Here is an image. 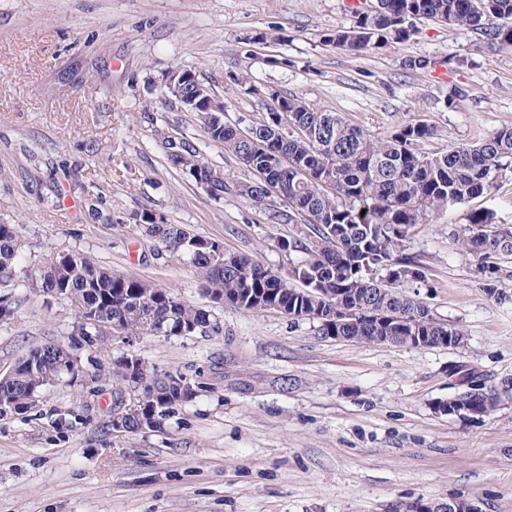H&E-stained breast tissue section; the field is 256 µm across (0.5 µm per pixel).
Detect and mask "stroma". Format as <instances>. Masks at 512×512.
Listing matches in <instances>:
<instances>
[{"instance_id": "obj_1", "label": "stroma", "mask_w": 512, "mask_h": 512, "mask_svg": "<svg viewBox=\"0 0 512 512\" xmlns=\"http://www.w3.org/2000/svg\"><path fill=\"white\" fill-rule=\"evenodd\" d=\"M358 2L0 0V224L16 226L23 258L0 284L13 310L0 324V371L59 342L88 371L136 354L198 388L161 431L113 436L122 397L111 377L45 387L25 415L0 417V512H393L455 498L512 512V397L476 421L434 410L467 378H512V301L498 298L512 277L489 284L455 238L474 211L512 225V168L491 196L434 215L409 242L423 278L403 290L462 329L455 348L351 342L228 304L212 308L215 333L90 346L73 308L41 290L40 270L79 251L204 304L194 268L130 224L142 210L287 270L281 241L295 226L234 196L212 199L171 165L167 141L178 137L211 167L251 177L196 113L165 100L172 70L195 72L244 126L266 117V89L376 137L426 121L435 150L512 126V50L422 21L410 40L351 56L325 36L352 24ZM423 57L453 66L409 67ZM241 75L258 94L236 90ZM454 85L468 95L451 109ZM92 198L112 223L89 220Z\"/></svg>"}]
</instances>
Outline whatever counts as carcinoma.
Listing matches in <instances>:
<instances>
[{
  "label": "carcinoma",
  "mask_w": 512,
  "mask_h": 512,
  "mask_svg": "<svg viewBox=\"0 0 512 512\" xmlns=\"http://www.w3.org/2000/svg\"><path fill=\"white\" fill-rule=\"evenodd\" d=\"M430 20L463 27L491 45L512 50V0H376V6L355 13L354 23L338 27L326 41L359 56L390 43L407 41L415 23ZM286 111L292 133L277 129L273 117L250 132L238 123L215 125L201 118L207 138L224 147L253 179L224 175L213 198L226 194L265 208L282 190L272 208L276 224L296 225V235L281 243L298 252L286 273H278L244 253H215V242L194 236L179 224H166L149 212L132 217L135 229L154 237L173 255H183L195 267L200 294L220 297L244 312L260 314L276 303L318 323L326 336H405L408 323L418 320L422 336H463L455 325L434 318L401 286L422 278L414 258L405 253L409 234L436 212L461 207L487 197L504 170L512 166V127L503 126L488 137L449 149L429 150L434 126L417 121L375 138L351 124L339 112H327L297 96L274 93ZM170 161L191 177L209 165L199 149L181 140ZM461 244L490 281L500 278L502 263L512 259V232L498 224L496 213L485 209L470 214ZM18 235L12 224H0V276L8 278L19 265ZM43 288L70 303L85 342L97 341L100 324L119 322L126 336L152 333L180 336L196 326L219 330L206 305L186 302L153 283L96 263L75 251L46 266ZM366 304L369 318L336 332V308L341 303ZM79 356L60 343L29 350L15 362L14 375L0 382V417L22 415L45 386L64 375ZM112 378L136 384L145 400L124 417L125 434L142 433L166 421L190 403L196 390L181 373H161L137 355H125L112 365ZM512 393L504 379L484 394L464 391L444 403H474L488 414L502 396Z\"/></svg>",
  "instance_id": "1"
}]
</instances>
